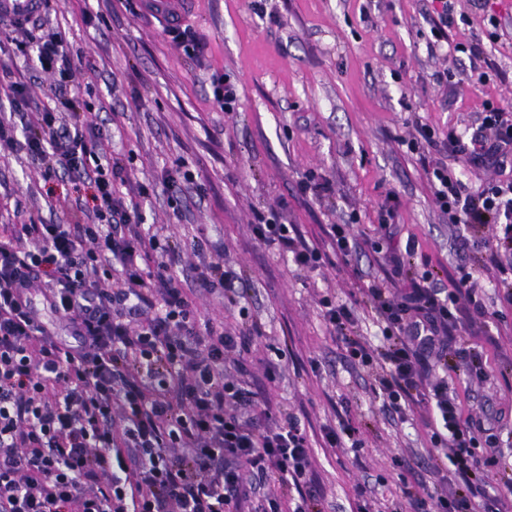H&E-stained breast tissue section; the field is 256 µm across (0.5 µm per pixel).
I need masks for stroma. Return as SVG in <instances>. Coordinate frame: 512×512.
<instances>
[{"label": "stroma", "mask_w": 512, "mask_h": 512, "mask_svg": "<svg viewBox=\"0 0 512 512\" xmlns=\"http://www.w3.org/2000/svg\"><path fill=\"white\" fill-rule=\"evenodd\" d=\"M430 2L194 0L183 21L208 44L201 61L164 37L156 19L133 16L125 0H51L46 18L82 59L72 89L91 106L87 120L111 138L126 169L123 192L139 182L154 186L138 201L145 226H165L175 240L203 232L250 284L247 297L233 303L195 286L187 294L199 321L251 329L244 358L258 374L253 389L306 428L316 458L312 479L338 512H354L356 484L385 508L400 500L404 484L434 480L430 430L412 414L398 422L384 415L368 371L344 362L343 344L321 312L326 296L354 303L359 334L377 342L373 315L360 303L364 283L353 271L379 277L383 270L367 245L350 265L303 270L292 255L255 239L251 226L278 211L303 241L328 254L329 225L354 213L356 231L369 234L391 205L399 223L395 246L415 240L441 279L453 275L452 229L418 154L401 141L421 123L441 136L471 128L485 100L512 102V0L458 2L467 20L449 32V43L480 44L502 73L477 90L436 82L446 51L427 49L432 35L423 10ZM493 15L504 29L495 43L483 34ZM15 35L0 21V72L27 85L29 121L54 108L53 79L36 71L35 53L15 54ZM215 72L236 86V111L214 99ZM311 170L330 180L331 193L300 194ZM89 196L64 173L43 178L25 153L0 151V225L61 216L82 222L83 210L64 213L49 204ZM470 341L488 359L487 380L470 384L460 374L448 383L470 388L472 413L485 426L512 428V311L476 322ZM275 359L279 377H262L263 364ZM342 418L358 427L361 447H324L323 426Z\"/></svg>", "instance_id": "35a3bbf8"}]
</instances>
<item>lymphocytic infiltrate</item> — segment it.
<instances>
[{"instance_id":"f902f5d3","label":"lymphocytic infiltrate","mask_w":512,"mask_h":512,"mask_svg":"<svg viewBox=\"0 0 512 512\" xmlns=\"http://www.w3.org/2000/svg\"><path fill=\"white\" fill-rule=\"evenodd\" d=\"M38 60L54 77L55 109L24 132L0 116V147L25 150L42 175L65 171L93 189L87 224H7L0 228V512H281L269 488L297 494L293 512H314V456L298 419L257 399L242 353L243 331L198 324L183 282L170 271L175 255L159 234L145 235L133 203L114 189L124 173L100 129L71 101L76 62L43 21ZM418 153L434 201L447 215L459 258L441 283L433 271L414 276V243L384 248L394 276L408 287L374 281L363 294L380 321L374 346L354 332L352 307L322 299L324 317L345 358L372 370V391L391 418L418 414L452 474L403 488L395 512H512V453L466 411V399L442 363L482 379L487 358L465 342L486 314L473 253L496 274L497 299L512 308V181H463L446 159L472 169L512 167V104L485 100L472 133L429 126L407 140ZM492 224L490 236L478 227ZM265 245L292 254L297 267H320L319 249L271 213L254 225ZM200 287L245 297L222 251L201 258ZM40 290L55 315L33 307Z\"/></svg>"}]
</instances>
